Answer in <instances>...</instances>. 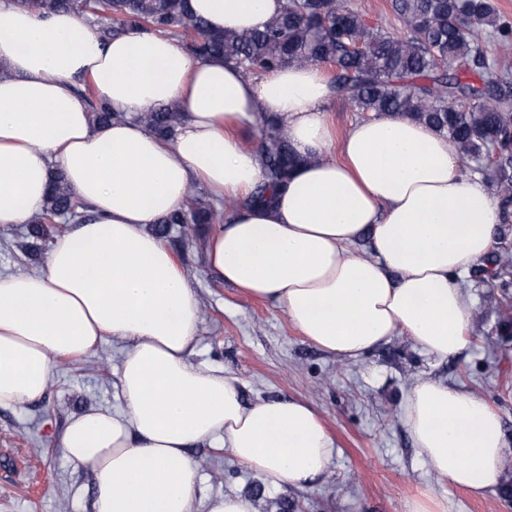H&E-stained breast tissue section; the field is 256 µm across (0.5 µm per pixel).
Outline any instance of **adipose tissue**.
<instances>
[{"label":"adipose tissue","mask_w":512,"mask_h":512,"mask_svg":"<svg viewBox=\"0 0 512 512\" xmlns=\"http://www.w3.org/2000/svg\"><path fill=\"white\" fill-rule=\"evenodd\" d=\"M283 0H191L214 31L264 28ZM0 226L30 223L63 172L90 207L56 236L44 268L0 273V407L40 399L58 357L126 342L122 411L73 417L60 444L93 473V512H192L187 450L218 443L277 488L314 486L336 443L297 399L243 401L239 379L190 360L201 310L158 222L194 184L240 205L214 226L207 267L218 281L277 303L312 344L357 360L408 336L445 360L464 350L474 302L461 279L485 258L501 221L446 135L372 115L335 134L333 85L315 65L256 78L175 39L131 32L99 40L81 17L0 0ZM90 83L84 96L78 85ZM126 118L91 121L89 98ZM172 103L184 118L166 141L135 115ZM264 113L301 159L267 208L244 200L262 177L255 149L227 127ZM338 158H329L330 149ZM424 462L476 496L496 487L506 441L499 415L464 388L417 377L402 409Z\"/></svg>","instance_id":"1"}]
</instances>
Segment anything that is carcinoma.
Wrapping results in <instances>:
<instances>
[{
	"label": "carcinoma",
	"instance_id": "obj_1",
	"mask_svg": "<svg viewBox=\"0 0 512 512\" xmlns=\"http://www.w3.org/2000/svg\"><path fill=\"white\" fill-rule=\"evenodd\" d=\"M29 11L44 15L61 10L99 17L101 40L134 31L177 39L198 58L220 57L234 63L246 78L288 65L336 66L332 83L358 112L388 113L425 123L448 136L463 158L484 161L496 184L503 209L512 206V76L489 64L482 31L499 35L504 52L512 50V26L491 0H392L405 33L394 37L372 27L347 0H286L282 11L263 29L216 32L195 16L188 0H20ZM94 123L125 119L99 101L90 102ZM183 112L177 105L141 113L134 120L157 135L174 137ZM257 146L263 180L250 196L266 206L288 184L296 157L281 135L274 115L260 119ZM86 205L70 188L64 173L52 175L43 212L34 217L28 236L39 239L46 225L69 223L85 216ZM221 212L214 202L194 193L185 206L162 218L157 234L168 235L183 224H215ZM486 271L483 282L506 288L512 275V253L504 250ZM509 292L488 309L500 325L512 328Z\"/></svg>",
	"mask_w": 512,
	"mask_h": 512
}]
</instances>
